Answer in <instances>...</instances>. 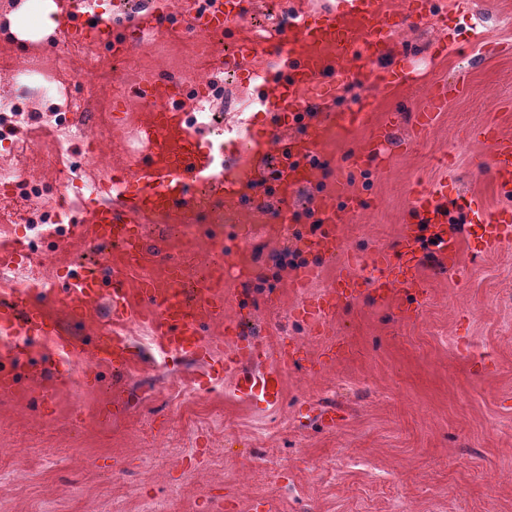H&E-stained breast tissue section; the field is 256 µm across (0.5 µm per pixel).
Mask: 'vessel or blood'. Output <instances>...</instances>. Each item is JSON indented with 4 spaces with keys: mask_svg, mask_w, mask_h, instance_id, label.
Returning <instances> with one entry per match:
<instances>
[{
    "mask_svg": "<svg viewBox=\"0 0 512 512\" xmlns=\"http://www.w3.org/2000/svg\"><path fill=\"white\" fill-rule=\"evenodd\" d=\"M246 0H188L184 8L187 25L200 34H216L247 14ZM169 20L163 0H151L135 25L153 35L164 31ZM69 24L75 40L96 48L108 43L114 54L126 51L119 31L101 18L94 0H71ZM397 20L384 0H337L335 8L311 17L289 12L274 41H245L225 59V68L253 77V60L267 56L277 78L273 88L258 105L270 116L269 135L275 136L276 152L268 154L250 130L237 131L234 138L203 141L205 121L188 120L180 109L181 83L172 77L144 75L134 93L151 104L136 129L143 148L135 168H113L84 201L82 214L67 210L63 219L80 235L102 244L124 248L112 263L111 274L100 276L78 267L65 268L58 294L33 290L16 281L0 284V335L10 337L6 350L16 361L27 357L30 338L49 347L41 361L55 371L61 358H82L95 347L99 362L109 365L115 377L129 374L133 361L128 348V327L143 326L156 349L171 358L206 360L213 348L206 343L205 322L224 314V293L219 285L203 288L180 287L181 267L169 255L165 239L141 236L137 226L144 217L160 224H191L204 236L213 231L217 212L234 209L250 214H271L277 224L297 221L294 210L280 208L269 213V197L286 198L288 192L311 182L322 161L318 144L327 124H357L367 117V103L347 112L332 111L339 92L336 69L339 58L349 57L367 67L377 91L409 81L414 69L379 65L381 48L395 33ZM464 79L438 86L422 111L411 120L420 128L430 127L448 99L463 91ZM307 112L322 113V121L305 124L290 139L277 138L285 121H298ZM399 117H391L372 131L370 143L354 155L358 169L376 168L388 147L398 144ZM492 168L501 189L512 190V139L491 138ZM459 195L447 185L433 189L414 187L411 211L414 222L406 226L394 252H377L368 263L373 270L369 282H362L352 267H345L329 289L310 297L296 310L298 320L311 330L324 327L344 300L354 298L363 285L378 296H390L393 289L423 293L425 281L419 272L424 259L452 261L458 240L448 232V214L459 204ZM316 230L309 235L308 249L326 257L339 251L336 212L329 200L315 205ZM468 235L477 244H489L512 236V210L503 208L485 214L470 225ZM33 257L25 242L0 247V269L11 270L31 264ZM104 301L112 307V331L106 340L94 343L83 336L86 311L91 302ZM72 314L71 326H63L58 307ZM224 335L231 346L224 352L221 374L230 377L241 397L273 405L283 395L281 367L299 363V356L287 350H271L266 341L226 324Z\"/></svg>",
    "mask_w": 512,
    "mask_h": 512,
    "instance_id": "obj_1",
    "label": "vessel or blood"
}]
</instances>
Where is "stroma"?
I'll list each match as a JSON object with an SVG mask.
<instances>
[{"instance_id":"stroma-1","label":"stroma","mask_w":512,"mask_h":512,"mask_svg":"<svg viewBox=\"0 0 512 512\" xmlns=\"http://www.w3.org/2000/svg\"><path fill=\"white\" fill-rule=\"evenodd\" d=\"M166 2L173 16L166 33L134 43L120 62L105 50L89 53L63 22L40 40L1 35L0 97L15 107L0 113V164L29 167V158L12 156L14 144H26L54 122L71 97L86 104L85 128L111 130L112 138L102 147L72 139L60 159L51 143H39L37 154L52 159L36 171L45 195L56 194L60 170L68 171L74 194L107 167L130 163L139 151L135 129L144 108L128 101L125 122L114 123L113 96L147 68L189 86L198 76H213L218 125L246 117L262 127L264 115L253 102L265 84L267 58L254 59L259 75L247 84L215 67L249 29L231 27L203 48L179 19L184 0ZM432 2L446 9L459 39L438 56L430 21L400 27L380 64L414 58L410 83L378 95L358 64L343 62L347 96L370 100L371 110L366 124L334 128L321 141L325 164L311 184L287 200L271 199V209L297 210L300 223L275 224L257 214L243 242L228 224L210 241L181 224L142 221L144 236L166 233L172 253L196 251L188 280L222 259L224 315L207 325L215 359L162 363L136 328L131 343L139 361L124 379L90 354L63 364L61 381L34 365L19 368L16 392L0 394V512H143L150 503L163 512H261L264 503L272 512H512V241L478 252L460 237L454 271L423 263L421 299L396 292L380 301L363 293L337 308L324 336L293 316L306 298L327 289L345 262L370 277L367 257L394 251L413 221L415 185L444 183L479 197L485 210L512 208V196L493 178L491 145L476 133L488 125L512 137V0H475L466 11L453 9L452 0ZM478 22L485 34L479 47L469 40ZM28 63L43 69L61 95L40 98L6 79L5 70ZM461 72L463 93L429 130L404 124L398 136L406 145L387 152L381 172L350 167V155L367 145L373 126L391 113L418 111L430 88ZM337 178L363 204L341 211V251L329 259L309 251L302 237L312 226L313 201L328 195ZM29 222L49 250L42 281H54L69 263L112 262L110 246L58 235L45 211L31 212ZM243 250L256 271L248 280L239 269ZM306 264L320 274L300 287L296 274ZM230 321L271 348L307 351L309 363L281 370L278 404L239 398L228 378L208 384L224 359ZM323 406L338 410L336 427L317 422Z\"/></svg>"}]
</instances>
